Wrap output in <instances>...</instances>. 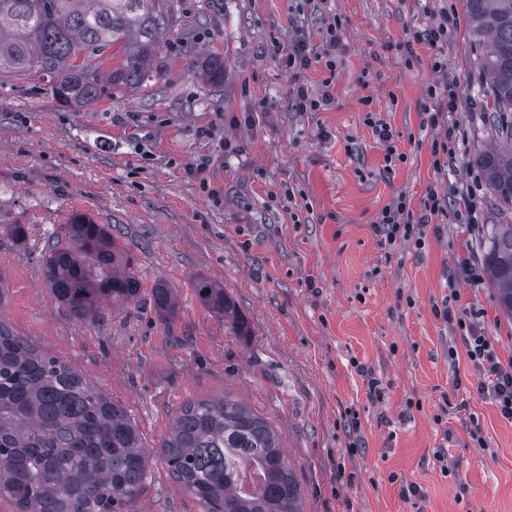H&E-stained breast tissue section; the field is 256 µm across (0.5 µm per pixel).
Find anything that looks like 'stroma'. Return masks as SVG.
Here are the masks:
<instances>
[{"mask_svg":"<svg viewBox=\"0 0 512 512\" xmlns=\"http://www.w3.org/2000/svg\"><path fill=\"white\" fill-rule=\"evenodd\" d=\"M174 11L153 77L94 105L60 102L37 73L0 74V322L137 424L148 463L131 512H201L161 445L183 405L223 395L281 436L305 512H512V421L477 392L460 330L434 312L458 257L482 262L491 225L512 224L477 160L494 139L464 0H174ZM333 20L332 98L294 111V89L319 92L326 73L289 69L272 46L300 31L322 51ZM211 53L223 82L194 66ZM451 95L457 111L429 122ZM369 111L406 162L385 167ZM451 128L456 152L434 168ZM432 190L448 205L424 245L384 254L373 230L383 208L402 194L421 216ZM468 192L480 232L467 241L454 208ZM78 214L130 251L141 285L139 301L83 321L52 300L42 271L48 241ZM202 278L223 285L247 334L200 301ZM161 284L174 318L156 310ZM452 309L478 313L512 360V319L490 282L461 284ZM409 484L417 493L403 496Z\"/></svg>","mask_w":512,"mask_h":512,"instance_id":"35a3bbf8","label":"stroma"}]
</instances>
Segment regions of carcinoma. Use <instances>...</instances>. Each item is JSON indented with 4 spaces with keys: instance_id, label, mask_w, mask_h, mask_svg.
<instances>
[{
    "instance_id": "1",
    "label": "carcinoma",
    "mask_w": 512,
    "mask_h": 512,
    "mask_svg": "<svg viewBox=\"0 0 512 512\" xmlns=\"http://www.w3.org/2000/svg\"><path fill=\"white\" fill-rule=\"evenodd\" d=\"M483 45L479 76L500 140L478 156L500 202L512 209V0H465ZM170 0H0V73L40 72L63 103L88 105L150 78L159 33L173 23ZM123 52L108 72L103 66ZM224 79V58L199 61ZM49 246L44 275L53 300L80 319L101 302L135 300L133 256L104 224L84 215ZM484 263L498 304L512 317V224H493ZM199 299L244 331L224 287L195 284ZM172 314L171 289H154ZM171 476L201 512H303L301 487L281 437L247 405L226 397L190 401L162 445ZM147 458L122 407L82 374L0 323V502L15 512H124L139 497Z\"/></svg>"
}]
</instances>
